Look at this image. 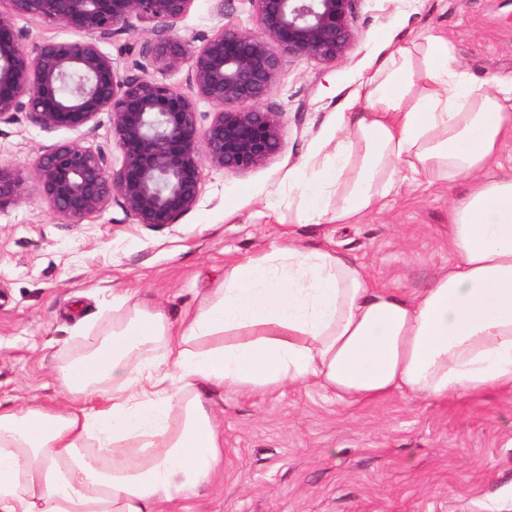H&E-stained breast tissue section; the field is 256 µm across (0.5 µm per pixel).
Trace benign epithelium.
Returning <instances> with one entry per match:
<instances>
[{
    "instance_id": "1",
    "label": "benign epithelium",
    "mask_w": 512,
    "mask_h": 512,
    "mask_svg": "<svg viewBox=\"0 0 512 512\" xmlns=\"http://www.w3.org/2000/svg\"><path fill=\"white\" fill-rule=\"evenodd\" d=\"M0 10V123L24 112L45 129H77L110 115L118 169L77 141L45 150L30 172L50 210L78 223L118 203L138 224L167 226L192 211L206 166L244 172L278 155L282 112L264 104L281 56L332 64L358 34L354 0H249L254 30L223 28L200 46L173 35L194 0H6ZM33 16L67 28L72 40L29 51L16 19ZM152 35L140 49L143 71L184 70L192 94L149 76L120 73L99 42L133 26ZM214 108L199 129L198 102ZM24 170L0 164V203Z\"/></svg>"
}]
</instances>
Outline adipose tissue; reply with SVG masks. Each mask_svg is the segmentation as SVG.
Returning <instances> with one entry per match:
<instances>
[{
  "label": "adipose tissue",
  "instance_id": "ef3b65f1",
  "mask_svg": "<svg viewBox=\"0 0 512 512\" xmlns=\"http://www.w3.org/2000/svg\"><path fill=\"white\" fill-rule=\"evenodd\" d=\"M300 163L298 226L358 224L403 182L467 194L420 293L291 230L179 319L113 297L107 337L58 371L60 406L0 402V512H162L224 464L214 405L312 385L344 404L512 388V77L466 81L447 38L387 42Z\"/></svg>",
  "mask_w": 512,
  "mask_h": 512
}]
</instances>
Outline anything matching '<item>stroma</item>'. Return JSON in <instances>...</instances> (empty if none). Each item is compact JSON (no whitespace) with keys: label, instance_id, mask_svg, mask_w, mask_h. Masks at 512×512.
<instances>
[{"label":"stroma","instance_id":"35a3bbf8","mask_svg":"<svg viewBox=\"0 0 512 512\" xmlns=\"http://www.w3.org/2000/svg\"><path fill=\"white\" fill-rule=\"evenodd\" d=\"M359 38L334 64L282 57L267 97L284 114L285 147L265 165L202 172L196 207L147 227L118 203L80 223L53 214L34 181L0 205V402L54 405L55 376L83 347L112 296L129 293L171 317L198 305L224 267L268 248L294 221V173L337 112L381 38H448L468 79L512 76V0H354ZM255 28L248 0H194L178 37L198 46L223 26ZM140 30L102 41L122 74L138 77ZM77 141L120 168L107 114L78 129H44L26 113L0 124V163L33 169L48 147ZM404 186L359 224L300 227L306 247H331L375 281L415 294L448 262L444 226L467 190ZM224 468L199 496L168 512H512V391L346 406L313 386L224 400Z\"/></svg>","mask_w":512,"mask_h":512}]
</instances>
